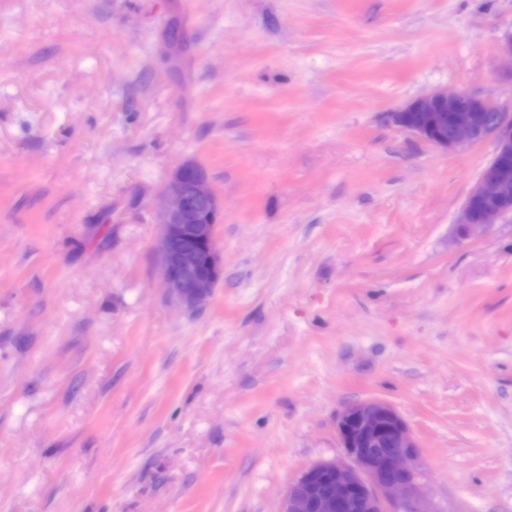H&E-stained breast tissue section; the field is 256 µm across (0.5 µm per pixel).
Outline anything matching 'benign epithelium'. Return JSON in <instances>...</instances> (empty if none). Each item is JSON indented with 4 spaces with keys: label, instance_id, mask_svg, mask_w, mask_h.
Returning a JSON list of instances; mask_svg holds the SVG:
<instances>
[{
    "label": "benign epithelium",
    "instance_id": "1",
    "mask_svg": "<svg viewBox=\"0 0 512 512\" xmlns=\"http://www.w3.org/2000/svg\"><path fill=\"white\" fill-rule=\"evenodd\" d=\"M401 131L454 152L488 138L491 159L463 204L466 235L487 230L512 214V110L492 93L435 90L389 113ZM155 252L169 300L194 312L223 277L216 226L224 207L206 172L178 167L164 183ZM336 430L345 457L316 462L288 485L280 512H430L419 497L421 462L413 435L395 407L372 398L345 405Z\"/></svg>",
    "mask_w": 512,
    "mask_h": 512
}]
</instances>
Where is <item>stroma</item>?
<instances>
[{
    "mask_svg": "<svg viewBox=\"0 0 512 512\" xmlns=\"http://www.w3.org/2000/svg\"><path fill=\"white\" fill-rule=\"evenodd\" d=\"M512 0H0V512H279L390 402L428 512H512V218L494 151L387 123L512 102ZM224 204L204 309L157 273L158 190ZM511 112L492 93L479 96L466 91L438 89L388 114L390 123L399 130L447 152L488 138L494 140V153L462 206L459 224L465 235L484 232L512 214ZM469 201L485 205L475 212Z\"/></svg>",
    "mask_w": 512,
    "mask_h": 512,
    "instance_id": "obj_1",
    "label": "stroma"
}]
</instances>
